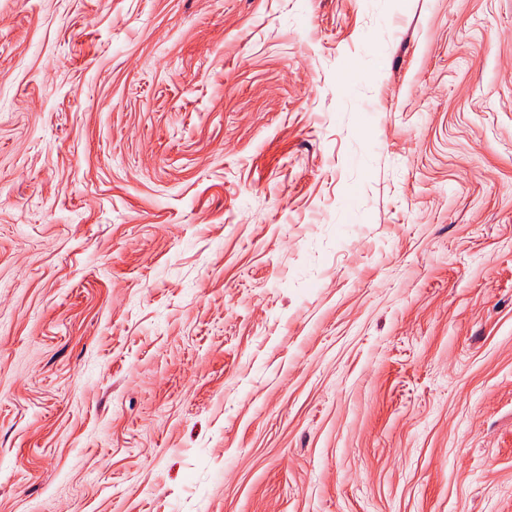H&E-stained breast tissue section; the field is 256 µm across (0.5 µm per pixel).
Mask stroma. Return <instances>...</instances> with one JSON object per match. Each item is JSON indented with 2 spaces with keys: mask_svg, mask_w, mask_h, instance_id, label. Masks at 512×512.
Returning <instances> with one entry per match:
<instances>
[{
  "mask_svg": "<svg viewBox=\"0 0 512 512\" xmlns=\"http://www.w3.org/2000/svg\"><path fill=\"white\" fill-rule=\"evenodd\" d=\"M0 512H512V0H0Z\"/></svg>",
  "mask_w": 512,
  "mask_h": 512,
  "instance_id": "obj_1",
  "label": "stroma"
}]
</instances>
